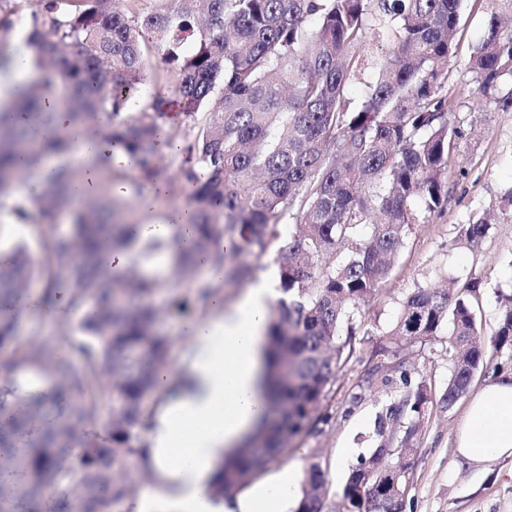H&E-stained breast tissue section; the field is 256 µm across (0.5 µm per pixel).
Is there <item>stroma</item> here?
Returning <instances> with one entry per match:
<instances>
[{
    "label": "stroma",
    "instance_id": "stroma-1",
    "mask_svg": "<svg viewBox=\"0 0 512 512\" xmlns=\"http://www.w3.org/2000/svg\"><path fill=\"white\" fill-rule=\"evenodd\" d=\"M485 14L479 6L466 4L460 20L456 56L448 71V93L454 100L451 118L465 133L448 165V203L442 215L414 225L396 256L392 274L371 300L367 316L379 331L395 322L400 301L414 284L436 286L441 275L480 277L483 288L477 308L480 342L487 355H494L501 297L512 294V217L497 209L500 196L512 188V109L505 110L477 93L466 62L481 44ZM490 221V230L477 249L459 242L462 224L477 218ZM185 284L169 282L164 294L170 316L164 325L169 335L171 363L179 365L182 324L190 319L183 304ZM376 344L375 337L360 336L328 397V421L295 441L283 467L307 469L318 463L326 479L325 512H356L342 496L349 464L340 460L343 449L353 454L369 453L370 432L384 391L366 393L359 402L351 395L358 377L366 370ZM410 355L422 368L433 388H441L450 364L442 342L412 343ZM466 400L450 409L436 411L425 426L419 448L409 461L411 483L404 512H512V458L482 466L461 462L455 453L457 426L466 410Z\"/></svg>",
    "mask_w": 512,
    "mask_h": 512
}]
</instances>
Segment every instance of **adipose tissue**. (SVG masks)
<instances>
[{
	"mask_svg": "<svg viewBox=\"0 0 512 512\" xmlns=\"http://www.w3.org/2000/svg\"><path fill=\"white\" fill-rule=\"evenodd\" d=\"M56 130L76 145L86 162L74 189L83 197L96 171L91 161L110 157L114 168L133 160L118 144H109L71 125L56 107ZM276 279L267 276L235 305L215 299L209 315L186 320L183 368L159 374L164 398L145 434L141 467L148 479L127 500L126 512H292L298 505L303 475L298 468L271 471L245 493L227 499L215 491L220 464L262 421L267 410L264 345ZM456 451L469 463L512 458V380L487 385L469 402L456 434Z\"/></svg>",
	"mask_w": 512,
	"mask_h": 512,
	"instance_id": "1",
	"label": "adipose tissue"
}]
</instances>
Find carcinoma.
<instances>
[{"mask_svg":"<svg viewBox=\"0 0 512 512\" xmlns=\"http://www.w3.org/2000/svg\"><path fill=\"white\" fill-rule=\"evenodd\" d=\"M463 0H0V37L14 31L12 15L30 8L33 33L24 40L38 68L37 81L13 92L0 107V198L36 175L44 157L71 150L52 132L49 93L70 88L72 120L88 124L106 115L99 134L123 145L135 169L151 182L157 165L164 112L137 107L147 80L145 59L161 51L160 80H172L192 135L184 150L173 194L189 188L194 236L183 242L180 224L170 241L145 250H171L177 270L196 267L205 254L221 272L216 281L193 280L199 314L226 286L253 277L247 262H227L224 241L251 256L276 250L283 297L267 329V356L274 388L270 417L222 468L217 493L229 495L255 473L288 453L326 410L328 393L346 362L358 330L372 335L366 308L392 272L413 225L410 202L440 215L448 201V163L463 138L451 121L444 67L451 65ZM485 36L467 68L478 93L512 109V0H480ZM374 79L361 103L351 107L355 73ZM27 114L37 128L22 127ZM99 191L77 200L71 186L83 168L64 167L28 206L13 210L28 223L29 210L51 219L37 227L40 262L28 245L0 239V378L28 370L53 378V389L23 402L0 397V464L16 475L0 484V512H12L13 495L42 512L46 494H59L62 512H123L140 471L143 434L159 400L157 372L169 365L170 338L163 331L166 307L157 303L165 284L138 270L117 277L105 257L138 246L131 205L114 212V169L97 160ZM298 225L283 238L279 227ZM482 218L460 230L473 247L485 238ZM73 282L70 307L80 314L78 335L63 354L55 334L17 337L23 301L36 278L41 302L55 303L57 279ZM481 279L443 277L440 288L418 283L401 302L387 343L375 346L372 365L356 384L364 393L380 387L393 397L377 413L375 448L352 465L343 499L358 512H402L410 478L397 491L380 490L384 472L399 463L397 449L419 447V432L434 411L463 398L486 355L476 342L474 312ZM496 331L499 376L512 375V295H504ZM444 340L450 375L432 391L422 369L408 357L405 341ZM324 474L312 463L302 481L297 512H322Z\"/></svg>","mask_w":512,"mask_h":512,"instance_id":"1","label":"carcinoma"}]
</instances>
